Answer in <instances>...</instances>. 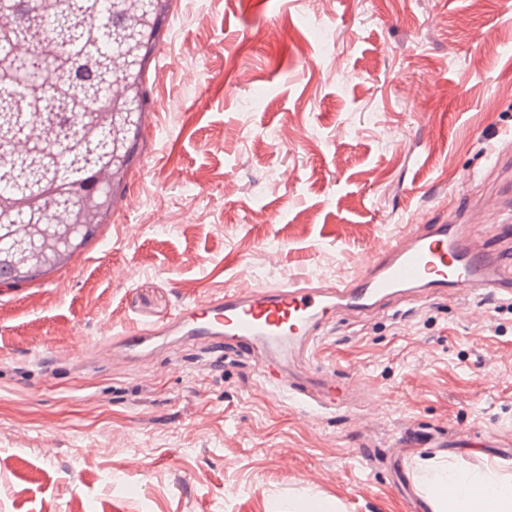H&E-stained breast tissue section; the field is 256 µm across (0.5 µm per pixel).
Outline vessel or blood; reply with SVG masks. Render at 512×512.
Segmentation results:
<instances>
[{
    "label": "vessel or blood",
    "mask_w": 512,
    "mask_h": 512,
    "mask_svg": "<svg viewBox=\"0 0 512 512\" xmlns=\"http://www.w3.org/2000/svg\"><path fill=\"white\" fill-rule=\"evenodd\" d=\"M458 194L448 204L447 223L402 226L387 248L362 258L352 280L242 284L185 304L160 322L113 335L112 354L139 357L147 341L169 335L204 354L223 345L261 384L309 413L350 407L363 397L364 385L339 383L320 371L316 341L323 326L392 303L445 297L463 302L478 293L512 290V266L468 230L481 213L477 199L465 184Z\"/></svg>",
    "instance_id": "1"
}]
</instances>
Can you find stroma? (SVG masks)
Masks as SVG:
<instances>
[{
    "label": "stroma",
    "mask_w": 512,
    "mask_h": 512,
    "mask_svg": "<svg viewBox=\"0 0 512 512\" xmlns=\"http://www.w3.org/2000/svg\"><path fill=\"white\" fill-rule=\"evenodd\" d=\"M145 89L135 205L0 287V512H430L418 458L512 462L507 296L330 324L321 364L374 404L315 418L172 336L150 370L91 358L242 282L346 280L469 175L512 197V0H177Z\"/></svg>",
    "instance_id": "35a3bbf8"
}]
</instances>
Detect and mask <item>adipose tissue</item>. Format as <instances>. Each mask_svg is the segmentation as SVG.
I'll return each mask as SVG.
<instances>
[{
  "mask_svg": "<svg viewBox=\"0 0 512 512\" xmlns=\"http://www.w3.org/2000/svg\"><path fill=\"white\" fill-rule=\"evenodd\" d=\"M422 493L432 512H512V478L499 468L477 471L456 461L420 460Z\"/></svg>",
  "mask_w": 512,
  "mask_h": 512,
  "instance_id": "1",
  "label": "adipose tissue"
}]
</instances>
